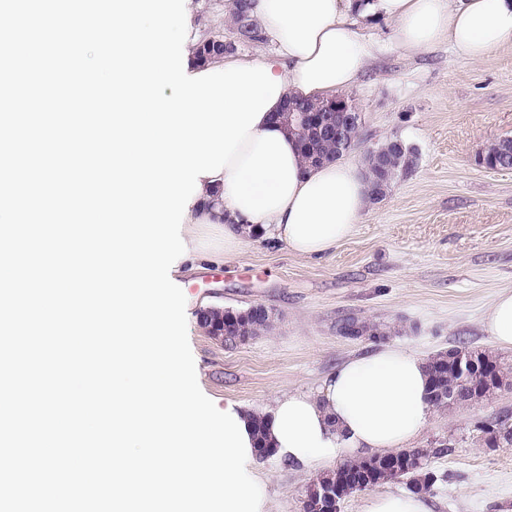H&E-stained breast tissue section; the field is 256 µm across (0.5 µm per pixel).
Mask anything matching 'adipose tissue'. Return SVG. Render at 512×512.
<instances>
[{
	"label": "adipose tissue",
	"mask_w": 512,
	"mask_h": 512,
	"mask_svg": "<svg viewBox=\"0 0 512 512\" xmlns=\"http://www.w3.org/2000/svg\"><path fill=\"white\" fill-rule=\"evenodd\" d=\"M253 15L277 47L266 65L282 80L279 108L291 96L326 100L356 84L378 51L358 25L362 18L391 20L394 42L410 54L445 40L459 58L476 62L512 45V0H254ZM284 141L296 176L286 205L254 219L232 205L224 176L202 177L181 230L189 250L198 247L197 225L218 231L228 253L257 231L305 258L329 253L352 233L369 202L362 164L339 159L307 167L296 139ZM482 326L497 347L512 349V289L497 293ZM429 386L426 358L382 345L343 361L318 394L277 397L265 413L267 441L275 457L305 467L396 451L432 417Z\"/></svg>",
	"instance_id": "ef3b65f1"
}]
</instances>
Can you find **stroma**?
<instances>
[{
	"instance_id": "1",
	"label": "stroma",
	"mask_w": 512,
	"mask_h": 512,
	"mask_svg": "<svg viewBox=\"0 0 512 512\" xmlns=\"http://www.w3.org/2000/svg\"><path fill=\"white\" fill-rule=\"evenodd\" d=\"M188 8L196 39L231 34V0H190ZM392 28L385 19L368 25L382 50L345 94L361 115L360 147L348 157L398 137L417 148L415 166L323 258L264 236L227 256L223 239L205 229L203 253L178 277L197 380L216 406L264 410L283 393L317 392L341 362L375 346L343 332L351 317L386 326V343L426 357L493 348L482 315L500 289H512V170L485 168L478 156L512 136V46L476 63L445 42L412 55L392 41ZM254 303L277 322L244 343L226 345L198 321L206 307ZM501 420L512 423V386L437 411L414 440L432 451L434 512H512V446L486 442ZM442 443L450 452L435 454ZM336 467L258 462L267 512H303L307 485Z\"/></svg>"
}]
</instances>
